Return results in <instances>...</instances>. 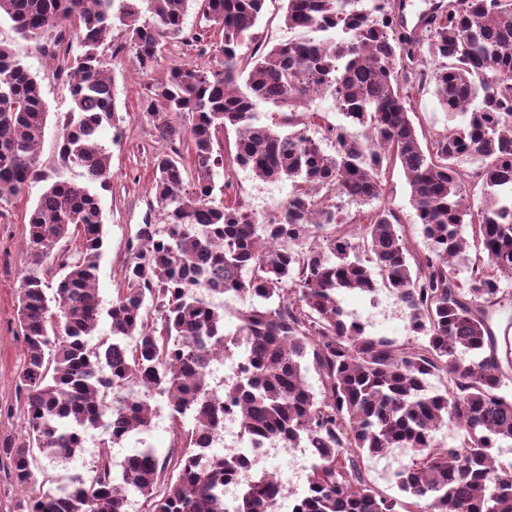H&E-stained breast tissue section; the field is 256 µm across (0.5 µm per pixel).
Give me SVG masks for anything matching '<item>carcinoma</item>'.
I'll use <instances>...</instances> for the list:
<instances>
[{"mask_svg": "<svg viewBox=\"0 0 512 512\" xmlns=\"http://www.w3.org/2000/svg\"><path fill=\"white\" fill-rule=\"evenodd\" d=\"M266 2L0 0V18L49 46L43 54L65 74L72 104L60 157L85 177L57 178L28 215L35 263L62 274L54 289L37 271L22 279L25 435L1 443L0 460L28 487L36 456L72 458L89 431L106 435L88 475L32 493L13 512H126L131 493L142 496V512H278L286 493L269 472L224 501V483L246 466L208 447L226 416L253 449L272 435L313 449L291 512H512V470L492 454L512 442V396L501 392L512 354L499 355L492 327L512 300L500 287L512 278V0H448L418 32L396 20L394 0H283L294 36L272 46L256 32ZM193 3L223 43L215 66L174 64L146 85L144 112L169 146L155 155L151 183L162 229L138 231L107 311L111 336L93 344L99 191L112 179L102 132L122 121L98 48L121 28L130 63L149 77ZM430 85L448 115L469 118L422 140L410 91ZM326 94L359 133L301 109ZM262 107L276 109L277 121L263 122ZM46 119L37 76L0 43V201L44 177L37 146ZM231 129L234 163L290 186L278 212L258 214L216 189L220 139ZM462 156L481 167L460 169ZM395 167L426 252L391 208L373 205ZM473 177L484 187L477 208L466 202ZM463 224L478 253L460 281L452 261L464 252ZM73 234L80 251L57 249ZM377 275L408 311L406 342L369 335L340 305L343 290L374 293ZM241 294L262 303L240 311L226 334L224 307L206 297ZM238 349L243 359L220 394L211 366ZM308 362L317 391L303 377ZM439 375L449 388L428 393V377ZM155 392L167 398L179 446L163 455L143 448L114 469L111 445L150 430ZM448 425L464 429L462 446L436 444ZM392 448L411 451L397 496L380 491L365 465Z\"/></svg>", "mask_w": 512, "mask_h": 512, "instance_id": "1", "label": "carcinoma"}]
</instances>
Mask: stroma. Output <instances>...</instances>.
Returning a JSON list of instances; mask_svg holds the SVG:
<instances>
[{
    "instance_id": "stroma-1",
    "label": "stroma",
    "mask_w": 512,
    "mask_h": 512,
    "mask_svg": "<svg viewBox=\"0 0 512 512\" xmlns=\"http://www.w3.org/2000/svg\"><path fill=\"white\" fill-rule=\"evenodd\" d=\"M0 42L9 45L30 71L39 76L42 83L48 118L39 148L41 169L48 177L60 174L72 181H82L81 169L63 166L59 155L62 124L70 107L67 85L56 76L54 65L36 50L34 42L22 38L5 18L0 20ZM125 43L124 32L117 29L100 49L108 60L120 113L124 117L119 138H112L108 134L103 137L112 154V186L102 192L100 197L105 244L96 283L100 305L105 309L110 308L115 290L121 284L122 266L130 254L131 244L136 241L140 225L158 221L157 214L149 206L152 157L158 148L156 131L143 112L146 83L131 76ZM413 108L416 112V126L426 134L441 132L464 122L460 115L448 117L430 89L415 92ZM215 182L225 186L229 198L240 200L248 208L260 213L275 211L287 199L289 192L288 184L280 183L275 189H268L266 183L229 163L218 171ZM46 187L45 181H34L19 197L0 202V441H18L24 436L17 388V378L24 358L18 315L19 294L23 276L35 268L26 240L28 212ZM382 202L395 211L403 233L416 249L426 251L422 229L415 222L410 188L400 170L387 172ZM338 299L351 318L365 324L369 334L400 342L407 340L408 319L404 313L399 312V304L387 288L378 287L372 295L344 291ZM151 405L155 411L151 429L128 435L114 444V462H121L126 456L146 446L156 448L161 453L170 447L173 432L167 400L156 395ZM101 439L100 431L91 432L82 452L67 462L40 460L34 469L35 476H47L57 482L69 475L88 474L96 459L94 450Z\"/></svg>"
}]
</instances>
